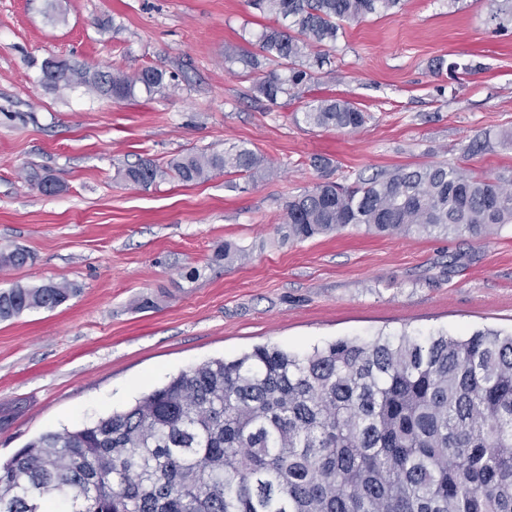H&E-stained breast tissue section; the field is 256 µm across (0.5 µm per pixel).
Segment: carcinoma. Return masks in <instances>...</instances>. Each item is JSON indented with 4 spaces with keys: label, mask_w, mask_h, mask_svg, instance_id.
<instances>
[{
    "label": "carcinoma",
    "mask_w": 512,
    "mask_h": 512,
    "mask_svg": "<svg viewBox=\"0 0 512 512\" xmlns=\"http://www.w3.org/2000/svg\"><path fill=\"white\" fill-rule=\"evenodd\" d=\"M499 24L512 0H491ZM288 22L258 35L262 57L225 55L270 101L299 94L311 68L332 64L344 25L392 15L402 0H249ZM271 69L264 70L263 64ZM46 85L82 86L115 101L169 87L166 71L135 74L58 61ZM305 123L357 130L364 112L314 97ZM253 181L271 167L254 150L146 158L121 173L147 188L214 173ZM51 195L61 185L35 172ZM512 223V178L450 163L399 167L354 187L318 182L285 205L282 240L363 227L379 235L485 237ZM224 264L245 258L231 242ZM31 260L0 250V268ZM76 289L15 284L0 290V321L52 311ZM0 512H512V332L455 337L403 332L338 339L299 354L257 346L181 371L125 411L46 433L0 463Z\"/></svg>",
    "instance_id": "cac0c4a2"
}]
</instances>
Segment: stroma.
<instances>
[{
	"mask_svg": "<svg viewBox=\"0 0 512 512\" xmlns=\"http://www.w3.org/2000/svg\"><path fill=\"white\" fill-rule=\"evenodd\" d=\"M275 19L247 0H0V289L67 283L52 311L0 322V460L41 434L127 409L180 371L260 345L305 351L339 338L512 331V224L496 233L387 236L346 229L282 243L284 206L328 179L346 185L430 162L512 176V26L489 0H405L345 25L318 94L352 102L350 132L296 122L226 53L258 52ZM172 72L154 96L116 102L42 81L46 59ZM485 149L470 153L474 140ZM243 144L274 166L250 184L219 174L149 188L120 172L139 158ZM63 188L45 195L30 169ZM244 247L232 265L224 242ZM151 307H141L142 298Z\"/></svg>",
	"mask_w": 512,
	"mask_h": 512,
	"instance_id": "1",
	"label": "stroma"
}]
</instances>
